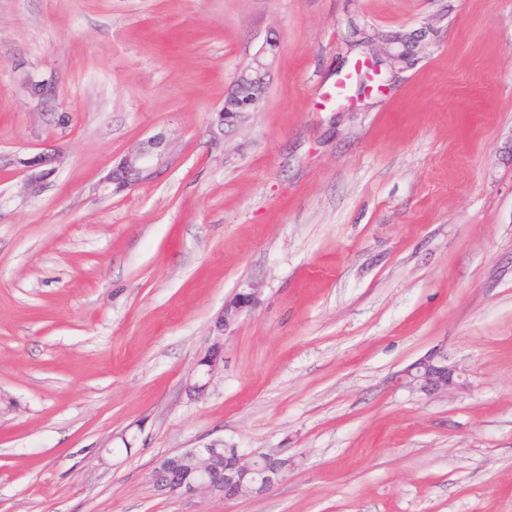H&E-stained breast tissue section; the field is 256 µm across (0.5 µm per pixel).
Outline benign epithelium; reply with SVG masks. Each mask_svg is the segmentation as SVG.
<instances>
[{"mask_svg":"<svg viewBox=\"0 0 512 512\" xmlns=\"http://www.w3.org/2000/svg\"><path fill=\"white\" fill-rule=\"evenodd\" d=\"M270 54H275L273 44L240 70L234 88L224 98V111L219 113L223 124L239 122L255 110L270 70ZM172 159L171 143L161 136L152 137L120 156L106 181L112 185L113 194H121L155 179L172 164ZM50 162L51 157L46 154L23 160L32 191L39 190L43 179L51 174V170L44 169ZM254 301L252 293L239 294L217 318V329L224 330L236 314L253 306ZM398 384L425 395L446 393L461 386L456 368L448 365V355L440 350L426 354L408 366L400 374ZM180 456L188 462L183 471L163 458L154 463L151 480L158 492L177 496H217L225 500L258 497L282 481L295 466L294 459L273 451L261 455L244 454L237 448H231L227 453L222 448H186Z\"/></svg>","mask_w":512,"mask_h":512,"instance_id":"benign-epithelium-1","label":"benign epithelium"}]
</instances>
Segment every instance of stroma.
<instances>
[{
    "label": "stroma",
    "mask_w": 512,
    "mask_h": 512,
    "mask_svg": "<svg viewBox=\"0 0 512 512\" xmlns=\"http://www.w3.org/2000/svg\"><path fill=\"white\" fill-rule=\"evenodd\" d=\"M157 135L172 164L113 194ZM435 349L465 388L399 387ZM204 446L298 465L155 490ZM0 512H512V0H0ZM268 46L269 48H264L260 54L274 55L275 45ZM260 54L240 70L234 88L224 98V112H219L224 125L241 121L258 105L271 66L268 56ZM52 161L51 157L46 154H37L31 158L24 159L22 161L23 166L28 174L27 182L29 188L36 192L43 185V179L46 178L49 174L52 173V169L48 170H40L43 166L48 165ZM254 301V293H241L236 297L233 304L224 307L222 315L217 318V329L222 331L221 335L224 334V329L227 324H230L231 319L243 309L252 307ZM186 448L180 456L187 461V469L180 471L157 460L151 469V480L161 494L177 496L207 495L224 500L258 497L282 481L296 465L295 460L277 452L267 455L244 454L230 448Z\"/></svg>",
    "instance_id": "obj_1"
}]
</instances>
